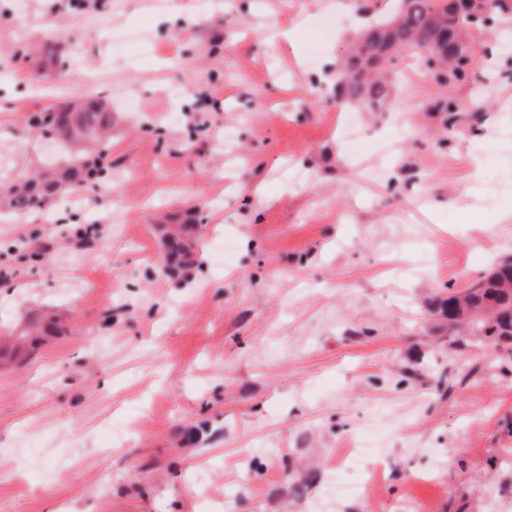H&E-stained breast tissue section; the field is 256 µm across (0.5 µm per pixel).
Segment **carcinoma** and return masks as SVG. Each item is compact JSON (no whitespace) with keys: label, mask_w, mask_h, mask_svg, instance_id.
Wrapping results in <instances>:
<instances>
[{"label":"carcinoma","mask_w":512,"mask_h":512,"mask_svg":"<svg viewBox=\"0 0 512 512\" xmlns=\"http://www.w3.org/2000/svg\"><path fill=\"white\" fill-rule=\"evenodd\" d=\"M508 18H512V0H497L488 20L475 26L492 27ZM457 22L464 23L466 18L459 15L456 0H395L391 12L371 17L357 32L359 40L336 68L339 96L349 105L381 111L389 95L386 65L407 53L417 55L425 65L432 57L444 55L450 42L441 31ZM27 122L40 132H57L56 142L70 150V157L53 170L1 185V209L40 211L60 192L80 191L107 180L110 162L103 140L112 126V110L104 98L63 101L48 111L30 114ZM439 310L463 326L471 325L469 334L456 339L458 345L467 344L469 335L497 345L511 344L512 261L498 263L461 291L448 292Z\"/></svg>","instance_id":"1"}]
</instances>
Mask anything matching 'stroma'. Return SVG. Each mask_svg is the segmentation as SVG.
Listing matches in <instances>:
<instances>
[{"label": "stroma", "mask_w": 512, "mask_h": 512, "mask_svg": "<svg viewBox=\"0 0 512 512\" xmlns=\"http://www.w3.org/2000/svg\"><path fill=\"white\" fill-rule=\"evenodd\" d=\"M365 21L0 0L25 77L0 78V176L62 158L27 114L112 100L108 181L0 220V512H316L362 438L375 491L332 512H512V345L457 346L434 309L512 256V52L474 33L451 90L404 55L387 109L352 110Z\"/></svg>", "instance_id": "obj_1"}]
</instances>
